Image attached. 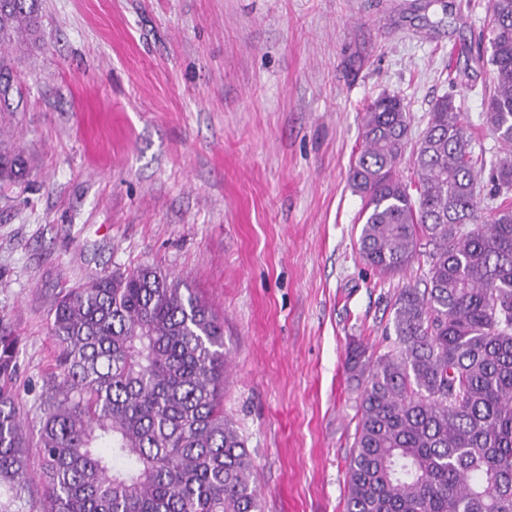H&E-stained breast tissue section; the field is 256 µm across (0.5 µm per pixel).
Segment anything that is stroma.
Returning <instances> with one entry per match:
<instances>
[{"mask_svg": "<svg viewBox=\"0 0 512 512\" xmlns=\"http://www.w3.org/2000/svg\"><path fill=\"white\" fill-rule=\"evenodd\" d=\"M490 22L489 0H43L21 109L0 114L25 162L0 179V321L20 338L28 434L54 300L150 265L224 322V413L262 512H345L346 348L392 349L395 297L426 276L380 277L359 253L364 109L401 95L418 133L453 95L492 157Z\"/></svg>", "mask_w": 512, "mask_h": 512, "instance_id": "stroma-1", "label": "stroma"}]
</instances>
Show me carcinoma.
I'll use <instances>...</instances> for the list:
<instances>
[{
	"mask_svg": "<svg viewBox=\"0 0 512 512\" xmlns=\"http://www.w3.org/2000/svg\"><path fill=\"white\" fill-rule=\"evenodd\" d=\"M484 122L501 144L480 195L470 127L453 97L433 104L412 153L403 100L366 108L349 181L365 201V263L395 277L428 266L426 288L397 293L396 347L349 345L360 417L346 512H512V0H490ZM40 45L41 0H0V47ZM14 61L0 50V113ZM0 153V178L22 174ZM489 211L485 217L483 211ZM59 373L41 399L39 479L49 512H261L253 461L224 416V326L190 288L152 266L103 274L50 311ZM19 340L0 325V484L21 489L30 437L11 381Z\"/></svg>",
	"mask_w": 512,
	"mask_h": 512,
	"instance_id": "1",
	"label": "carcinoma"
}]
</instances>
